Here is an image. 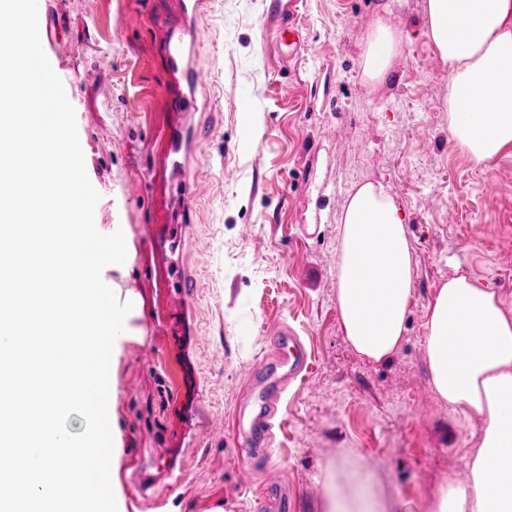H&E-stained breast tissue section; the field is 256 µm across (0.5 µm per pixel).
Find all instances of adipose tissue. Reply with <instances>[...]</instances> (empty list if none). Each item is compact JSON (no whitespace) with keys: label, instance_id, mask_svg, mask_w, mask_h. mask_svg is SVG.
Returning a JSON list of instances; mask_svg holds the SVG:
<instances>
[{"label":"adipose tissue","instance_id":"obj_1","mask_svg":"<svg viewBox=\"0 0 512 512\" xmlns=\"http://www.w3.org/2000/svg\"><path fill=\"white\" fill-rule=\"evenodd\" d=\"M426 13L453 75L452 140L474 160H490L512 148V0H427ZM401 43L398 29L378 19L363 51L368 80L385 78ZM413 296L406 215L383 184H362L348 199L336 261L339 321L355 351L389 358ZM424 343L435 396L482 422L467 482L440 485L427 512H512V314L458 268L429 303ZM321 483L324 512H392L370 466L327 463Z\"/></svg>","mask_w":512,"mask_h":512}]
</instances>
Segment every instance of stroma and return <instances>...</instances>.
Returning <instances> with one entry per match:
<instances>
[{"label": "stroma", "instance_id": "obj_1", "mask_svg": "<svg viewBox=\"0 0 512 512\" xmlns=\"http://www.w3.org/2000/svg\"><path fill=\"white\" fill-rule=\"evenodd\" d=\"M40 34L75 109L101 233L124 227L136 251L105 271L138 311L116 361L109 415L112 488L122 512H320L321 471L355 451L376 468L396 512H425L448 478L465 481L479 416L451 408L428 381V305L454 266L512 313V148L475 163L448 125L452 74L429 33L426 0H300L298 48L280 45L265 0H210L194 63L212 75L194 166L209 193L187 244L197 286L163 287L165 260L141 234L162 202L151 184L173 120L158 0H46ZM403 40L385 81H367L362 53L378 18ZM147 190L135 200L124 188ZM386 185L407 213L414 299L405 339L388 359L361 357L336 308V257L350 193ZM292 333L306 368L284 383L268 455L240 447L235 413L253 394L249 371ZM152 346L154 361L142 359ZM224 424L210 436L209 422ZM157 457L141 490L130 451Z\"/></svg>", "mask_w": 512, "mask_h": 512}]
</instances>
